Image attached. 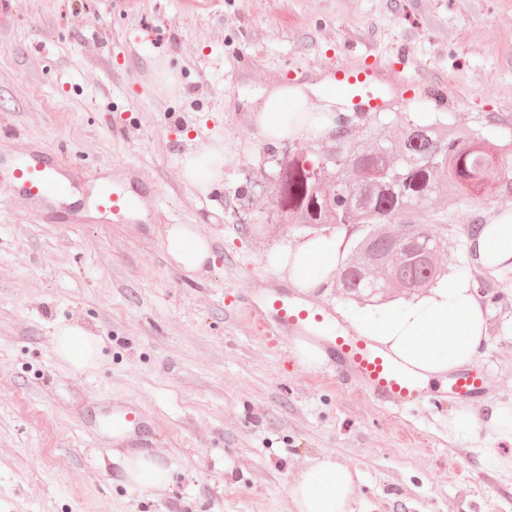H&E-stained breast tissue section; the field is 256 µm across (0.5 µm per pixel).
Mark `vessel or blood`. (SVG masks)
I'll list each match as a JSON object with an SVG mask.
<instances>
[{
    "label": "vessel or blood",
    "mask_w": 512,
    "mask_h": 512,
    "mask_svg": "<svg viewBox=\"0 0 512 512\" xmlns=\"http://www.w3.org/2000/svg\"><path fill=\"white\" fill-rule=\"evenodd\" d=\"M375 82L376 75L372 72L361 79L347 73L338 79L336 89L344 95L361 98L365 110L376 112L383 108L384 100L374 92ZM0 181L9 184L14 193L35 209L51 208L78 194L99 213L119 221L127 219L131 207L130 200L124 193L113 190L111 183L98 184L81 178L58 160L54 152L39 145L27 155L1 166ZM267 310L259 322L274 328L307 331L323 321L320 314L290 303L283 294L269 300ZM330 352L337 372L363 382L379 401L400 406L413 398L415 382L408 369L374 349L368 340L339 336L331 343ZM450 390L462 401L483 397L481 373L473 368L455 374Z\"/></svg>",
    "instance_id": "1"
}]
</instances>
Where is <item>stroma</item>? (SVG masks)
Returning a JSON list of instances; mask_svg holds the SVG:
<instances>
[{"label": "stroma", "mask_w": 512, "mask_h": 512, "mask_svg": "<svg viewBox=\"0 0 512 512\" xmlns=\"http://www.w3.org/2000/svg\"><path fill=\"white\" fill-rule=\"evenodd\" d=\"M165 62L179 82L163 87ZM377 67L381 115L442 112L453 130L512 121V0H0V153L42 143L131 200L128 223L91 210L57 221L0 201V512H290L287 487L321 455L362 476L360 512H512V266L469 254L472 228L512 218L484 190L419 215L448 227L449 280L490 313L475 364L480 427L429 386L397 409L293 355L296 334L244 311L281 293L354 335L359 303L307 294L277 271L304 235L280 223L274 164L250 110L275 83ZM224 141V184L208 199L180 177L198 140ZM249 194H242V187ZM168 224L213 238L216 260L188 275L162 247ZM103 340L94 369L53 353L66 323ZM146 415L143 447L172 471L130 490L111 414Z\"/></svg>", "instance_id": "1"}]
</instances>
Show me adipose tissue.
Returning <instances> with one entry per match:
<instances>
[{"label": "adipose tissue", "mask_w": 512, "mask_h": 512, "mask_svg": "<svg viewBox=\"0 0 512 512\" xmlns=\"http://www.w3.org/2000/svg\"><path fill=\"white\" fill-rule=\"evenodd\" d=\"M341 101L335 86L299 82L273 85L254 99L263 137L270 142L291 137L311 140L334 125ZM181 178L196 196L205 198L224 182V142L215 138L186 152L180 160ZM163 246L170 258L189 273L204 272L215 261L213 242L192 224H169ZM474 262L486 269L512 262V224L487 225L472 243ZM341 262L340 246L331 232H322L285 250L278 262L283 280L293 287L316 291L331 284ZM363 336L380 344L416 376L419 387L445 381L470 365L489 341V320L473 288L455 282L430 295L384 312L377 320H359ZM55 355L83 372L101 357L102 339L90 330L65 324L53 334ZM130 489L162 488L171 481L164 460L144 448L123 456ZM361 485L359 471L325 455L309 460L288 486L294 512H355Z\"/></svg>", "instance_id": "adipose-tissue-1"}]
</instances>
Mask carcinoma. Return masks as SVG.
<instances>
[{
    "label": "carcinoma",
    "instance_id": "carcinoma-1",
    "mask_svg": "<svg viewBox=\"0 0 512 512\" xmlns=\"http://www.w3.org/2000/svg\"><path fill=\"white\" fill-rule=\"evenodd\" d=\"M357 117L365 126V141H353L348 132L352 120L340 117L336 145L325 154L314 157L312 150L300 149L275 158L276 211L280 221L310 237L332 224L362 229L351 255L336 269L334 283L347 297L383 304L394 293L415 295L432 288L449 274L431 256L434 246L447 244L448 228L407 224L401 248L387 224L427 210L442 192L469 193L458 169L463 156L481 178L494 180L499 192L512 194V141L494 146L482 127L457 136L442 113L430 114L426 123L404 119L397 137L390 132L392 122L380 113L359 112ZM392 156L400 158L395 175L359 181L351 192H342L347 168H382Z\"/></svg>",
    "mask_w": 512,
    "mask_h": 512
}]
</instances>
